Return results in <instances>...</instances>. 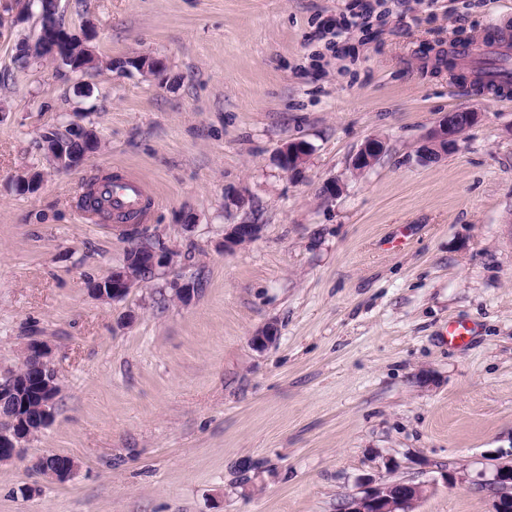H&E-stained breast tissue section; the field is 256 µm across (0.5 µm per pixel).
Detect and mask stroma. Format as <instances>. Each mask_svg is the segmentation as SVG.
<instances>
[{
	"instance_id": "stroma-1",
	"label": "stroma",
	"mask_w": 512,
	"mask_h": 512,
	"mask_svg": "<svg viewBox=\"0 0 512 512\" xmlns=\"http://www.w3.org/2000/svg\"><path fill=\"white\" fill-rule=\"evenodd\" d=\"M357 3L60 0L63 28L96 32L101 64L76 74L19 63L38 18L0 19V374L39 340L62 387L0 463V512H338L369 477L429 482L414 512H493L480 485L512 463V98L434 60L512 35V0H380L334 56L320 33ZM140 54L163 72L105 65ZM460 108L479 122L419 162ZM73 124L100 148L54 169L43 138ZM369 138L385 152L354 172ZM292 140L311 148L295 177L275 160ZM128 171L152 191L138 231L177 250L190 301L165 276L118 302L88 289L131 240L81 199ZM247 223L260 237L225 249ZM453 322L467 343L448 344ZM42 454L77 475L46 479ZM480 119V112L475 109H463L448 112L429 129L422 140L419 159L425 163H434L458 144L457 129L460 123L474 125Z\"/></svg>"
}]
</instances>
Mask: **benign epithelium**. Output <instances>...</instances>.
<instances>
[{
	"mask_svg": "<svg viewBox=\"0 0 512 512\" xmlns=\"http://www.w3.org/2000/svg\"><path fill=\"white\" fill-rule=\"evenodd\" d=\"M84 44L82 38L60 29L55 23L41 16L39 27L25 49L37 59L49 58L69 63L74 58L72 48ZM480 119L475 109H463L442 116L429 129L420 145L419 159L425 163H434L448 155V151L458 144L459 124L473 125ZM88 140L86 130L76 127L66 138H59L51 153L52 160L60 170H71L83 166L96 152L87 149L82 153L71 150L73 141ZM310 148L303 141H289L282 144L276 152L278 165L292 175L302 173L309 156ZM384 153V143L370 138L360 147L351 159V167L357 172L372 168ZM260 224H235L224 238V248L232 249L241 240H256L261 233ZM176 253L171 250L150 249L144 243L132 245L123 265L112 270L108 287L101 282L89 283L91 292L104 301H120L137 288H142L148 280L168 274L175 265ZM277 329L268 325L253 336L251 344L258 350L267 349L276 339ZM51 353L40 342L30 343L23 356L16 375L0 378V405L14 399V412L0 414V462L9 461L23 452V443L32 435L44 429L53 414L57 401L54 380L46 378L52 373ZM33 467L53 481L64 482L76 474L77 465L73 461H62L57 455L39 457ZM429 485L409 482L404 491L396 493L387 483H377L371 479L361 485L360 491L348 497L342 505V512H408V506L418 503L427 493ZM487 489L494 498L493 512H512V464H501L493 478L479 484Z\"/></svg>",
	"mask_w": 512,
	"mask_h": 512,
	"instance_id": "1",
	"label": "benign epithelium"
}]
</instances>
